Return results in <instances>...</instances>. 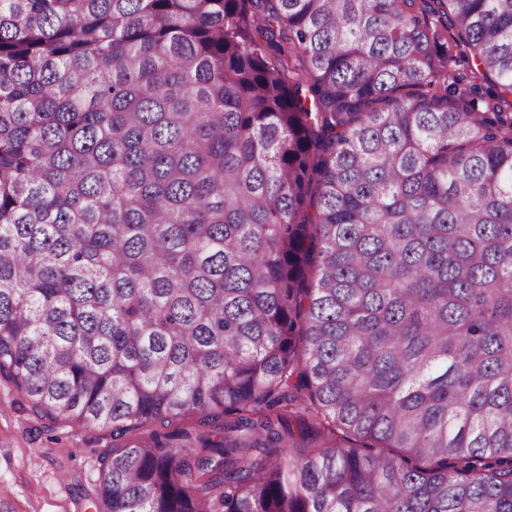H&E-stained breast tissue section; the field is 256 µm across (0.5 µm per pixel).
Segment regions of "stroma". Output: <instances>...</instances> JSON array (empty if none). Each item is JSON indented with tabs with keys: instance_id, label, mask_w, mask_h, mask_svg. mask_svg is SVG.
Wrapping results in <instances>:
<instances>
[{
	"instance_id": "35a3bbf8",
	"label": "stroma",
	"mask_w": 512,
	"mask_h": 512,
	"mask_svg": "<svg viewBox=\"0 0 512 512\" xmlns=\"http://www.w3.org/2000/svg\"><path fill=\"white\" fill-rule=\"evenodd\" d=\"M111 438L37 416L0 382V512H95Z\"/></svg>"
}]
</instances>
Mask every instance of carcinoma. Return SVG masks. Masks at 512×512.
Returning a JSON list of instances; mask_svg holds the SVG:
<instances>
[{
    "mask_svg": "<svg viewBox=\"0 0 512 512\" xmlns=\"http://www.w3.org/2000/svg\"><path fill=\"white\" fill-rule=\"evenodd\" d=\"M2 380L96 512H512V0H0Z\"/></svg>",
    "mask_w": 512,
    "mask_h": 512,
    "instance_id": "cac0c4a2",
    "label": "carcinoma"
}]
</instances>
